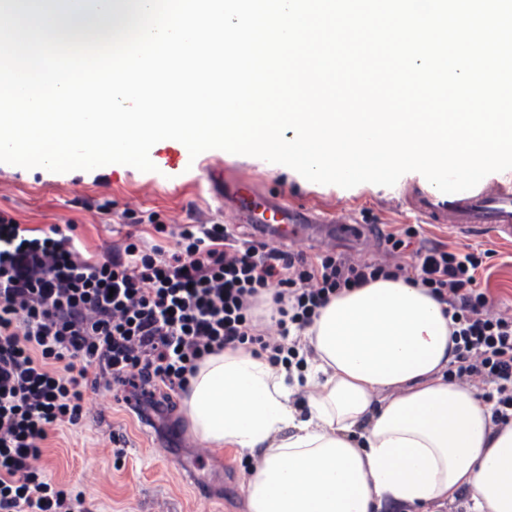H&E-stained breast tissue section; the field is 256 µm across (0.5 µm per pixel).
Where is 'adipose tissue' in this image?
Instances as JSON below:
<instances>
[{"mask_svg":"<svg viewBox=\"0 0 512 512\" xmlns=\"http://www.w3.org/2000/svg\"><path fill=\"white\" fill-rule=\"evenodd\" d=\"M451 331L425 288L380 279L321 309L302 369L242 350L205 357L185 412L207 447L258 453L246 512H512V423L449 381Z\"/></svg>","mask_w":512,"mask_h":512,"instance_id":"ef3b65f1","label":"adipose tissue"}]
</instances>
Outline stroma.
<instances>
[{"instance_id":"35a3bbf8","label":"stroma","mask_w":512,"mask_h":512,"mask_svg":"<svg viewBox=\"0 0 512 512\" xmlns=\"http://www.w3.org/2000/svg\"><path fill=\"white\" fill-rule=\"evenodd\" d=\"M169 152V166L142 172L122 164L92 171L54 173L0 163V210L34 230L73 224L83 255L103 256L123 249L131 229L148 244L174 247L185 224L229 225L238 239H252L247 225L226 208L212 189L215 176L251 181L261 196L336 215L349 224L411 223L403 189L422 182L404 174L391 187L363 183L350 189L311 183L295 170L219 149L197 157L158 142L151 156ZM165 224L156 233L154 222ZM424 238L468 251L490 249L481 285L499 305L512 306V246L494 237H454L436 226L421 227ZM163 417L146 422L118 386L91 396V412L77 427L52 435L43 450L45 473L66 488L83 492L91 512H244L241 484L256 458L226 448L204 447L194 437L183 408V393L165 394ZM206 496H198L196 485Z\"/></svg>"}]
</instances>
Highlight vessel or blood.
I'll list each match as a JSON object with an SVG mask.
<instances>
[{
	"label": "vessel or blood",
	"instance_id": "obj_1",
	"mask_svg": "<svg viewBox=\"0 0 512 512\" xmlns=\"http://www.w3.org/2000/svg\"><path fill=\"white\" fill-rule=\"evenodd\" d=\"M235 209L255 233L284 244L306 240L311 227L322 228L329 236L347 240L356 234L352 224H337L335 217L300 205L264 201L245 185L228 183ZM406 209L424 223L438 224L464 238L491 233L512 243V178H494L492 186L445 194L437 188L410 187L405 194Z\"/></svg>",
	"mask_w": 512,
	"mask_h": 512
}]
</instances>
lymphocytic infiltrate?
Masks as SVG:
<instances>
[{"mask_svg": "<svg viewBox=\"0 0 512 512\" xmlns=\"http://www.w3.org/2000/svg\"><path fill=\"white\" fill-rule=\"evenodd\" d=\"M418 236L401 225L385 237L394 262H367L187 224L174 250L131 232L121 253L91 260L75 225L38 233L0 211V512H89L39 466L50 435L84 420L87 392L142 382L183 391L205 356L226 350L296 362L291 330L379 279L420 285L445 305L449 379L481 389L494 422H511L512 312L478 286L491 253ZM267 300L278 313L269 324L255 315Z\"/></svg>", "mask_w": 512, "mask_h": 512, "instance_id": "f902f5d3", "label": "lymphocytic infiltrate"}]
</instances>
